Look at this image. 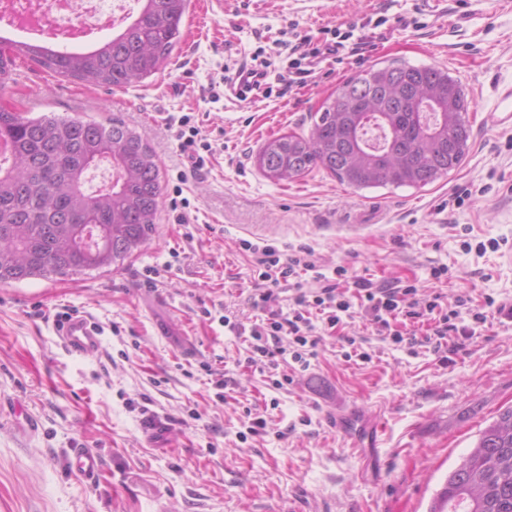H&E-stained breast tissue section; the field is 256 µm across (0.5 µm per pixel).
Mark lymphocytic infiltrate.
Masks as SVG:
<instances>
[{"mask_svg": "<svg viewBox=\"0 0 512 512\" xmlns=\"http://www.w3.org/2000/svg\"><path fill=\"white\" fill-rule=\"evenodd\" d=\"M358 49V44L341 41L336 31L303 37L291 47L292 59L283 72L271 73L264 60L250 63V70L260 71L263 81L245 86L238 97H269L275 80L287 87L306 86L323 60L339 58L344 52L352 55ZM169 127L191 173L201 172L211 145L201 140L200 128L187 115L171 120ZM244 249L256 272L245 298L255 318L247 323L228 319L224 325L244 339L250 351L247 364L262 372L290 361L307 366L320 330L338 332L358 317L368 322L374 335L411 348L425 347L438 355L463 348L475 336L476 325L486 324L504 310L494 299H487L485 310L475 313L476 324L470 327L459 322L464 299L451 301L440 293L429 296L422 287L400 281L377 283L348 275L343 267L328 274L317 268L311 250L305 247L286 254L271 244L248 242ZM309 277L316 281V288L305 287Z\"/></svg>", "mask_w": 512, "mask_h": 512, "instance_id": "1", "label": "lymphocytic infiltrate"}]
</instances>
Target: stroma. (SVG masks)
<instances>
[{"label": "stroma", "instance_id": "obj_1", "mask_svg": "<svg viewBox=\"0 0 512 512\" xmlns=\"http://www.w3.org/2000/svg\"><path fill=\"white\" fill-rule=\"evenodd\" d=\"M351 22L372 41L363 57L326 61L314 84L274 85L262 102L225 94V68L260 51L285 66L289 43ZM389 64L460 81L471 136L458 169L423 187L364 189L318 168L281 184L259 172L265 139L308 133L343 80ZM510 86L512 0H190L171 56L122 88L17 58L0 107L122 119L154 150L163 190L155 233L125 260L0 284V512H430L480 431L512 406L511 319L443 363L366 335L357 318L277 389L247 368V345L223 318L251 314L245 240L306 247L323 268L414 281L473 308L512 301V122L498 99ZM183 114L212 155L181 184L167 122ZM178 185L186 224L170 210ZM150 269L152 289L142 285ZM62 310L100 325L96 355L61 347ZM346 335L364 339L371 362L345 360ZM215 370L232 379L230 399L217 398ZM353 416L360 431L337 428ZM255 417L267 422L259 435L248 432ZM154 420L167 427L158 441ZM77 448L99 456L97 482L71 468Z\"/></svg>", "mask_w": 512, "mask_h": 512}]
</instances>
